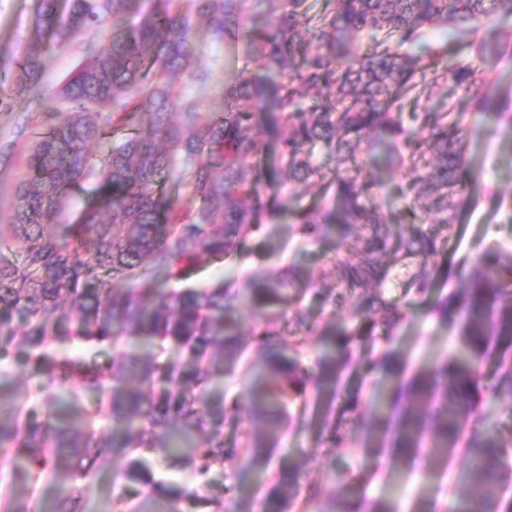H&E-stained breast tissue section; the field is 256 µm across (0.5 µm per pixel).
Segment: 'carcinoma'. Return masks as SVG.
Masks as SVG:
<instances>
[{
	"mask_svg": "<svg viewBox=\"0 0 512 512\" xmlns=\"http://www.w3.org/2000/svg\"><path fill=\"white\" fill-rule=\"evenodd\" d=\"M206 20L217 39L234 44L243 58L259 64L256 73L224 81L219 108L198 111L182 80L199 87L210 72L191 68L193 19ZM267 18L258 27L254 21ZM512 19V0H324L316 10L309 0H36L32 36L20 62L16 90L37 81L43 57L73 39L112 27L105 48L89 53L60 86L64 107L50 111L49 125L34 142L29 176L19 187L0 240L24 245L21 253L0 249V358L10 354L44 360L54 343H111L137 337L152 344L171 342L184 352L180 362L159 364L130 352L117 353L105 368L76 372L37 371L34 389L40 405L15 404L0 418V448H12L28 466L12 465L11 481H36L45 472L63 484L53 512H80L83 492L99 462L121 452L129 457L131 481L143 483L167 500L166 512H183L181 503L208 512H231L221 499L184 491L147 472L138 455L155 440L173 443L181 468L205 473L233 466L240 450L224 447V409L210 405L217 367L242 365L252 391L259 425L248 432L251 459L267 457L286 424H309L306 412L288 415L301 400L307 381L340 382L350 360V336L374 341L368 319L351 333L317 332L301 309L300 330L286 321L287 308L309 290L312 277L296 269L285 279L260 273L252 288L236 292L220 281L204 288H150L160 273L180 279L191 263L222 259L237 251L262 227L261 217L279 205L264 192L260 170L241 163L264 154L267 142L256 113L273 115L280 140L277 153L291 181L305 186L290 208L300 238L317 241L338 226L357 227L366 251L365 265L336 266L344 292L318 297L339 305L346 292L368 277L382 282L388 267L406 259L423 263L410 287L432 285L425 263L441 252L439 235L459 223L456 199L479 189V173L466 161L469 137L453 101L439 112H405V103L448 84L466 96L473 111L504 117L512 98L498 94L494 67L461 61L441 71L434 58L412 52L433 31L484 61L512 57V45L491 36ZM434 77L427 79L429 71ZM116 104L112 127L129 128L112 146L99 169L90 165L88 147L106 138L101 108ZM383 151L415 178L409 185L412 212L424 205L436 229L394 230L374 202L372 185L350 175L363 143ZM337 162L332 177L312 162L315 150ZM181 159L184 168L174 167ZM96 179L94 201L71 224H60L72 190ZM185 187L187 200L165 190ZM325 199L317 209L304 197ZM464 287L441 299L436 313L458 330L457 345L434 366L400 382L393 395L396 413L386 419L380 402L373 411L380 431L393 434L389 452L406 467L421 465L429 478L448 472L460 453L466 464L457 483L464 492L452 512H512V426H488L482 396V365L495 360L494 395L512 397V255L496 247L463 260ZM131 281L120 295L108 278ZM240 305L280 312L276 330L260 336L267 356L260 366L243 364L237 344ZM385 337L404 314L386 304ZM288 334L321 337L317 371L300 361ZM367 372L400 376L397 355L371 359ZM92 394L96 402L82 406ZM65 402L75 414L57 418L42 411ZM110 431L99 433L100 417ZM316 416L327 443L341 448L354 432L343 427L332 404ZM70 459L74 468L49 467L48 449ZM82 480L79 491L64 485ZM277 498L291 509L315 508L319 492L301 495L293 468L276 474ZM3 512H37L28 498L8 494Z\"/></svg>",
	"mask_w": 512,
	"mask_h": 512,
	"instance_id": "1",
	"label": "carcinoma"
}]
</instances>
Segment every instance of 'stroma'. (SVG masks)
<instances>
[{
  "label": "stroma",
  "instance_id": "stroma-1",
  "mask_svg": "<svg viewBox=\"0 0 512 512\" xmlns=\"http://www.w3.org/2000/svg\"><path fill=\"white\" fill-rule=\"evenodd\" d=\"M34 7V0H0V50L22 56L30 38ZM106 43V33L98 32L50 51L39 83L21 95L13 89L14 73L0 74V224L6 223L17 189L28 177L27 158L37 132L42 130L47 113L61 105L57 95L61 83L85 57L87 46L100 49ZM196 55L198 65L211 69L219 82L243 67L236 51L202 27L197 30ZM455 100L469 131V158L480 172L483 193L476 204L468 196H459L462 222L441 235L444 247L435 270L438 286L429 294L409 289L410 269L394 265L380 284L379 294L360 290L342 305L332 307L323 303L318 293L335 287L333 273L337 264L359 263L361 247L352 240L338 243L332 234L319 241L300 243L294 224L283 214L273 221L264 220L261 231L236 254L189 266L179 281L183 288H201L221 280L242 291L250 286L251 271L259 269L276 278L286 267L294 265L320 276L315 285L316 295L305 296L302 301L310 324L336 333L353 331L365 317L379 319L380 301L397 304L404 319L393 336L378 338L372 347L360 340L351 346L352 363L340 395H360L359 421L364 425H374L369 401L376 388L386 383L382 375L365 373L363 363L370 351L386 350L399 355L408 375L422 364L447 355L456 345L457 331L443 324L434 309L438 300L460 287V257L477 255L492 244L512 253V161L503 158L499 151L503 140L512 139V114L500 119L480 118L469 111L463 94H456ZM357 172L360 179L373 183L376 198L390 223L409 224L411 214L404 191L412 173L390 169L382 154L364 148L358 153ZM32 370V363L13 355L0 360V400H32ZM210 402L223 405L230 418L224 426L225 445L240 446L247 431L255 425L247 382L236 371L217 374ZM127 464V457L117 454L99 465L91 479L90 492L83 496L82 512H115L114 504L119 500L126 512H133L135 506L150 498L149 487L126 478ZM147 466L155 478L175 482L190 491L202 489L209 496L224 499L236 512H278L272 479L275 472L288 467L300 471L302 488L313 486L320 490L318 505L323 510L334 497L348 496L367 503L384 497L393 473L398 476L395 500L399 512H411L420 498L450 506L461 492L460 487L447 480L432 481L417 472L401 471L397 461L373 450L364 438L342 448L328 447L314 425L290 429L263 464L244 456L235 466L199 475L171 469L156 451L148 453Z\"/></svg>",
  "mask_w": 512,
  "mask_h": 512
}]
</instances>
